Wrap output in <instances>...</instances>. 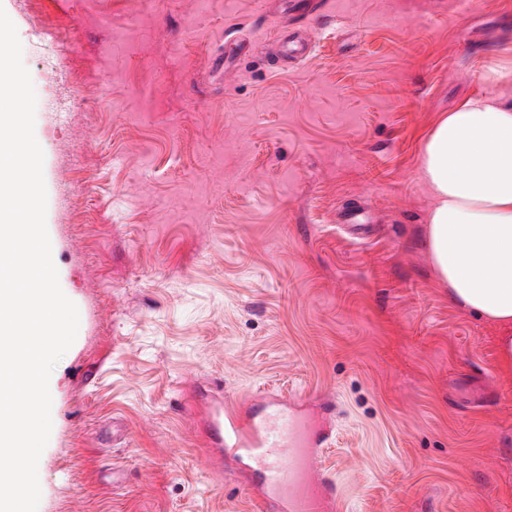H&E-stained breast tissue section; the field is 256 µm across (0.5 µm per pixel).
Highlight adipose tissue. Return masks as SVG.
Masks as SVG:
<instances>
[{
  "label": "adipose tissue",
  "mask_w": 512,
  "mask_h": 512,
  "mask_svg": "<svg viewBox=\"0 0 512 512\" xmlns=\"http://www.w3.org/2000/svg\"><path fill=\"white\" fill-rule=\"evenodd\" d=\"M481 79L487 93L440 116L424 141L423 241L452 301L499 328L512 370V68L489 62Z\"/></svg>",
  "instance_id": "obj_1"
}]
</instances>
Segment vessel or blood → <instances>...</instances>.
I'll use <instances>...</instances> for the list:
<instances>
[{"label": "vessel or blood", "instance_id": "1", "mask_svg": "<svg viewBox=\"0 0 512 512\" xmlns=\"http://www.w3.org/2000/svg\"><path fill=\"white\" fill-rule=\"evenodd\" d=\"M209 411L208 447L248 461L260 476L257 495L267 512H341L334 480L316 471L324 439L303 437L287 401L268 394L262 411L248 414L218 400Z\"/></svg>", "mask_w": 512, "mask_h": 512}]
</instances>
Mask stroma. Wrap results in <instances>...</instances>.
I'll list each match as a JSON object with an SVG mask.
<instances>
[{
    "instance_id": "35a3bbf8",
    "label": "stroma",
    "mask_w": 512,
    "mask_h": 512,
    "mask_svg": "<svg viewBox=\"0 0 512 512\" xmlns=\"http://www.w3.org/2000/svg\"><path fill=\"white\" fill-rule=\"evenodd\" d=\"M81 321L38 512H266L206 398L333 430L346 512H512V372L422 246L424 138L512 48V0H0ZM314 40L281 52V27ZM76 54L41 65V32ZM245 46L225 75L210 58ZM372 230L355 240L343 211Z\"/></svg>"
}]
</instances>
